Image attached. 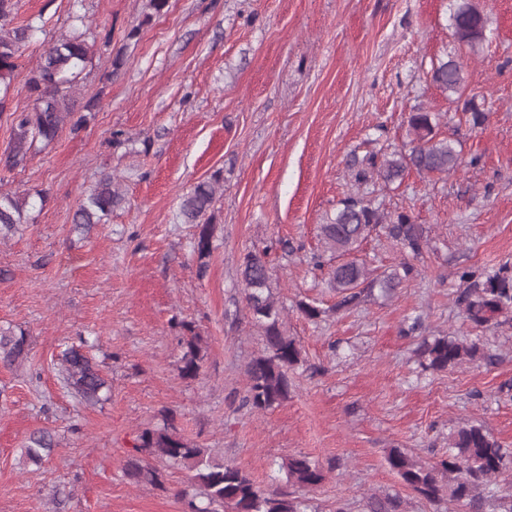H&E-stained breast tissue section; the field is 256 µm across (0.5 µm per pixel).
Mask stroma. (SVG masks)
Returning a JSON list of instances; mask_svg holds the SVG:
<instances>
[{
    "label": "stroma",
    "instance_id": "35a3bbf8",
    "mask_svg": "<svg viewBox=\"0 0 512 512\" xmlns=\"http://www.w3.org/2000/svg\"><path fill=\"white\" fill-rule=\"evenodd\" d=\"M474 3L487 18L475 54L458 48L449 0H169L155 16L148 0H19L15 24L36 21L55 39L82 15L94 47L76 96L84 128H63L34 143L23 166L0 168V192L44 196L0 244V328L25 331L29 343L25 362L0 366V512H186L188 469H164L157 486L124 470L141 431L166 411L185 439L262 488L284 485L290 456L319 462L323 481L299 492L314 512H365L367 497L388 493L405 512H458L404 488L386 456L398 448L436 463L461 419L512 448V316L475 330L455 304L459 271L512 264V0ZM41 51L33 42L18 60L0 155L13 113L33 106L22 76ZM454 54L465 77L457 103L428 77L432 60ZM470 98L487 114L478 128L463 111ZM420 108L439 114L465 168L366 187L385 211L424 227L415 275L391 300L306 320L299 300L335 302L309 263L320 224L359 193L356 163L406 143ZM217 172L201 277L196 229L180 222L178 203ZM106 173L125 201L79 238L73 214ZM255 246L271 249L273 292L303 354L288 400L264 412L243 403L247 364L264 349L239 278ZM183 321L202 336L194 379L177 370ZM446 334L480 343L485 359L421 367L422 341ZM81 337L110 384L94 406L57 379L62 344ZM39 429L56 450L36 466L22 450Z\"/></svg>",
    "mask_w": 512,
    "mask_h": 512
}]
</instances>
